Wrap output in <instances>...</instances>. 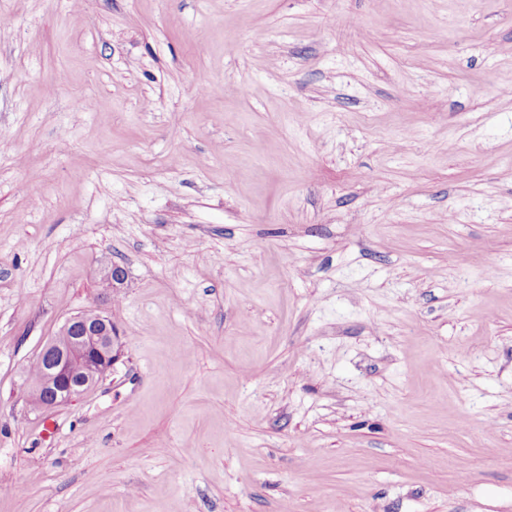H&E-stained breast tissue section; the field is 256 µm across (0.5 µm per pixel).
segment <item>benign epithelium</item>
I'll list each match as a JSON object with an SVG mask.
<instances>
[{
    "label": "benign epithelium",
    "mask_w": 512,
    "mask_h": 512,
    "mask_svg": "<svg viewBox=\"0 0 512 512\" xmlns=\"http://www.w3.org/2000/svg\"><path fill=\"white\" fill-rule=\"evenodd\" d=\"M119 350L117 329L102 312L68 318L37 357L44 363V375L28 402L43 411L72 402L103 378L102 368L114 365Z\"/></svg>",
    "instance_id": "obj_1"
}]
</instances>
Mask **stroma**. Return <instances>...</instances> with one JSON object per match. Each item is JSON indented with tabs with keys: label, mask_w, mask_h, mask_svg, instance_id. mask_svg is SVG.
Instances as JSON below:
<instances>
[{
	"label": "stroma",
	"mask_w": 512,
	"mask_h": 512,
	"mask_svg": "<svg viewBox=\"0 0 512 512\" xmlns=\"http://www.w3.org/2000/svg\"><path fill=\"white\" fill-rule=\"evenodd\" d=\"M1 14L0 512H512V0ZM119 350L117 329L101 311L68 318L37 357L44 363V375L28 402L43 411L72 402L103 378L102 368H112Z\"/></svg>",
	"instance_id": "1"
}]
</instances>
